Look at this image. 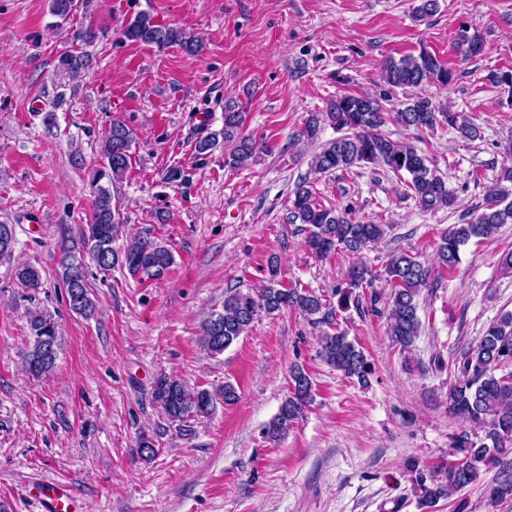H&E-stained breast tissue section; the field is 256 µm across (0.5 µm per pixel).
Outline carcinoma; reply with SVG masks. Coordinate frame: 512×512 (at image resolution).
I'll return each mask as SVG.
<instances>
[{
    "instance_id": "cac0c4a2",
    "label": "carcinoma",
    "mask_w": 512,
    "mask_h": 512,
    "mask_svg": "<svg viewBox=\"0 0 512 512\" xmlns=\"http://www.w3.org/2000/svg\"><path fill=\"white\" fill-rule=\"evenodd\" d=\"M124 37L158 49L178 45L190 55L203 51V43L195 34L180 27L158 24L145 12L126 25ZM454 47L464 57L475 56L482 49V38L462 29ZM86 65L83 54H66L60 58L61 68L71 75L80 73ZM453 77L448 65L424 48L416 55L388 57L377 82L378 93H343L329 102L326 112L309 115L301 131L307 139L318 138L324 119L340 133L314 155L311 169L322 174L370 164L397 175L404 172L409 176L407 187L422 208L435 210L451 206L453 197L448 183L431 167L429 158L416 146L383 135L380 127L386 123L381 101L389 98L394 89L409 88L416 93L394 112L393 120L397 124L416 131L446 124L465 140L478 139L480 131L476 125L423 93L425 86L445 87ZM245 120L246 112L241 104L233 100L225 102L224 126L197 141V154L206 155L222 144L226 149L224 166L240 169L253 164L268 146L244 134ZM134 141V131L128 125L120 120L112 121L101 146L103 164L92 180L90 222L81 229L78 242L67 238L61 241L60 276L69 307L85 317L95 312L87 261L94 262L102 271L121 267L141 279H161L175 263L171 250L158 242L148 229L115 246L122 236L124 220L109 185L127 172ZM501 181L505 185L489 191L480 214L469 222L453 225L441 237L436 250L438 268L453 270L460 262L461 246L473 238H489L500 225L512 222V187H507L512 184V168L504 169ZM288 210L292 222L308 225L307 247L320 257L338 248L357 256L383 238L388 228L386 224L355 221L345 211L323 207L306 181L296 184ZM14 245V225L1 223V262L11 261ZM386 272L392 284L388 333L395 343L409 348L421 326L417 296L430 282L433 269L416 257L400 252L391 256ZM14 276L25 288L39 287V273L30 265L16 266ZM372 277L371 269L365 264L352 265L346 287L337 291L338 305H348L353 289L370 283ZM325 307L324 299L315 291L287 288L271 278L261 288L234 289L227 293L222 309L213 310L202 319L201 343L210 354L221 355L263 315L272 316L289 309L311 319ZM57 342V326L53 320L36 317L30 321V349L23 360L29 375L39 378L54 368ZM320 356L346 377L355 378L361 384L368 383L372 365L363 348L346 333H324L320 338ZM509 366L512 367V313H505L489 325L476 349L461 357L458 376L449 389L450 411L472 426L455 435L451 445V455L467 457V466L460 468L450 462L442 473L428 478L418 471L417 464H408L410 471L416 472L415 481L424 503L448 499L474 483L481 467L493 463L495 454L504 453L506 445L512 444V371H506ZM289 377L288 394L263 431L265 440L270 443L281 441L315 400L313 381L303 367L293 366ZM151 394L166 420L187 438L195 434L193 423L197 419L211 415L219 404L231 406L239 399L237 388L230 382L210 390L191 387L165 374L155 379ZM487 497L492 504L512 499V469L508 464L502 465L497 480L487 489Z\"/></svg>"
}]
</instances>
